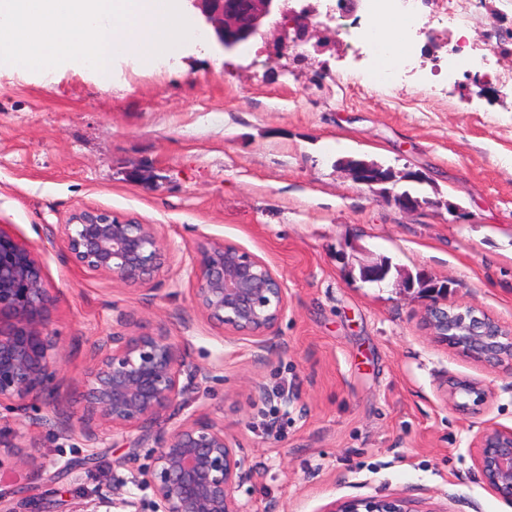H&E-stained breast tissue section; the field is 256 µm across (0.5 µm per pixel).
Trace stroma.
Segmentation results:
<instances>
[{
	"instance_id": "obj_1",
	"label": "stroma",
	"mask_w": 512,
	"mask_h": 512,
	"mask_svg": "<svg viewBox=\"0 0 512 512\" xmlns=\"http://www.w3.org/2000/svg\"><path fill=\"white\" fill-rule=\"evenodd\" d=\"M300 54L275 56L276 31L245 53L182 43L150 67L122 58L109 85L72 63L35 76L0 69V227L41 260L57 297L51 328L66 352L52 380L60 414L83 391L94 348L121 316L185 339L208 367L198 404L223 420L254 468L244 512H324L345 496L409 498L414 512H512L472 475L481 423L512 428V373L434 343L421 324L419 273L448 282L451 305H477L512 330V87L431 70L444 23L417 31L416 74L374 84L335 21L318 15ZM470 39L512 30L500 0H479ZM392 168L368 187L340 160ZM421 205L403 211L398 196ZM98 208L158 224L174 254L156 290L132 294L68 261L47 228ZM211 237L263 258L288 309L267 351L227 342L197 318L190 249ZM389 263L379 285L362 267ZM481 381L489 403L465 415L449 378ZM270 392L255 401L254 383ZM0 407V494L20 512H76L147 461L154 438L87 420L71 437ZM30 459L15 465L16 451ZM127 467H118V460Z\"/></svg>"
}]
</instances>
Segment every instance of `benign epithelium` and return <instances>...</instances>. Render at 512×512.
I'll return each instance as SVG.
<instances>
[{
	"instance_id": "obj_1",
	"label": "benign epithelium",
	"mask_w": 512,
	"mask_h": 512,
	"mask_svg": "<svg viewBox=\"0 0 512 512\" xmlns=\"http://www.w3.org/2000/svg\"><path fill=\"white\" fill-rule=\"evenodd\" d=\"M204 26L212 29L223 52L241 50L264 35L270 24L284 32L279 54L297 49L311 37L310 19L318 8L296 10L289 0H188ZM356 181L384 183L376 167L353 171ZM47 242L77 267L105 276L131 293L154 291L156 277L173 255L155 224H126L95 209L73 214L67 224L51 225ZM192 302L197 316L228 342L250 340L266 350L278 344L279 323L288 302L283 281L260 257L222 239L206 237L191 250ZM427 303L423 324L432 341L486 367L512 371V332L484 309L450 307L436 289H422ZM56 297L46 287L38 257L0 227V406L27 417L28 402L42 399L36 424L60 436L84 417L101 429L128 437L164 426L190 405L193 393L209 378V368L188 358L184 341L161 329L143 332L120 325L95 347L86 372L82 409L63 420L48 385L63 353L50 328ZM448 402L477 412L490 392L475 380L450 378ZM150 463L131 482L153 494L155 512H243L237 493L254 468L224 434V422L203 412L192 414L156 434ZM475 477L499 498L512 501V428L485 423L473 438ZM135 508L137 502L99 497L80 512ZM325 512H414L404 497H343Z\"/></svg>"
}]
</instances>
